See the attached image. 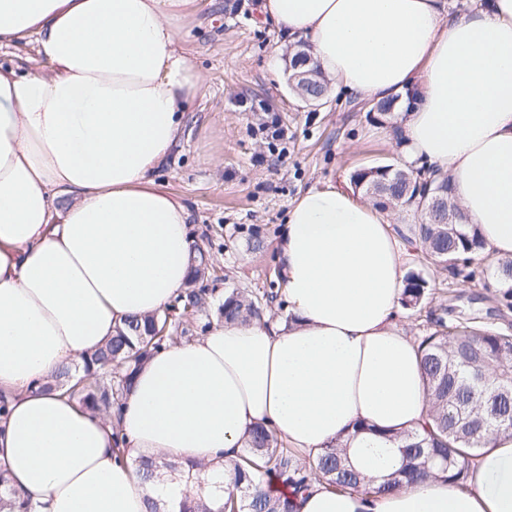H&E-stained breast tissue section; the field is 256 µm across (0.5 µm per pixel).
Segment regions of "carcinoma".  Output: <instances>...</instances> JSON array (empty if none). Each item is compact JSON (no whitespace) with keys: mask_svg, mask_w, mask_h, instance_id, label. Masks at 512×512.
<instances>
[{"mask_svg":"<svg viewBox=\"0 0 512 512\" xmlns=\"http://www.w3.org/2000/svg\"><path fill=\"white\" fill-rule=\"evenodd\" d=\"M354 185L377 201V206L419 214L411 228L422 258L440 267L450 279H463L474 286L489 288L481 261L485 260L484 244L473 224H438L429 208L425 192L418 191L419 182L429 189L448 185L428 170L389 169L373 166L351 175ZM198 268L184 289L160 313L140 320L124 321L112 340L84 363V375L75 379L67 368L58 378L67 379L70 399L102 414L121 405L130 387L132 374L151 355L167 346L189 338L194 325L183 320L188 312L204 311L209 306L210 288L200 283L206 268L203 249H198ZM492 277L505 306L512 305V259H499L492 264ZM428 295V282L416 271L405 276L402 307L422 309ZM284 308L279 289L270 283L269 290L258 298L252 292L231 288L219 305V317L229 321L250 322L267 316L272 307ZM172 314L166 335H157V324ZM418 354L431 403L429 422L423 433L398 441L385 433L379 437L397 444L400 465L391 479L372 486L373 479L353 469L341 443L328 446L320 457L317 470L321 478L340 489H363L383 494L404 482L423 480L440 474L450 484H461L467 478L469 460L475 450L488 444L492 434L512 430V335L487 328H476L468 322L447 325L436 319V328L418 343ZM178 470L175 462L143 461L139 465L143 480L153 479L159 471ZM311 472L294 451L278 440L272 431L259 425L244 443L239 460L224 474L223 512H295L288 494L272 495L264 485L277 479L287 488L307 485Z\"/></svg>","mask_w":512,"mask_h":512,"instance_id":"cac0c4a2","label":"carcinoma"}]
</instances>
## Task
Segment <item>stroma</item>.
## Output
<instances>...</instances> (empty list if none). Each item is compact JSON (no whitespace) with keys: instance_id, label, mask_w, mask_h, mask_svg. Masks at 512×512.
Returning a JSON list of instances; mask_svg holds the SVG:
<instances>
[{"instance_id":"stroma-1","label":"stroma","mask_w":512,"mask_h":512,"mask_svg":"<svg viewBox=\"0 0 512 512\" xmlns=\"http://www.w3.org/2000/svg\"><path fill=\"white\" fill-rule=\"evenodd\" d=\"M182 44L206 73L208 87L192 105L194 120L153 177L190 212L189 233L208 252L216 307L227 289L261 292L274 279L276 242L300 194L344 186L355 171L398 165L402 157L392 120L367 111L347 92L330 91L326 106L314 112L288 90L284 67L291 46L264 21L260 0H197ZM270 120L282 138L263 132ZM252 228L262 234L263 250L249 247ZM407 268L428 281L427 307L455 297L477 313L481 325L512 333V310L500 315L497 288L443 280L417 255ZM215 307L187 319L203 326L217 319Z\"/></svg>"}]
</instances>
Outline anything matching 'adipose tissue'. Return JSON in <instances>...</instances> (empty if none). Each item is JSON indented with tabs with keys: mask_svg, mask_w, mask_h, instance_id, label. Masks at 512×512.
<instances>
[{
	"mask_svg": "<svg viewBox=\"0 0 512 512\" xmlns=\"http://www.w3.org/2000/svg\"><path fill=\"white\" fill-rule=\"evenodd\" d=\"M197 0H0V48L36 45L38 76L0 64V465L33 512H176L224 505L222 478L250 430L272 427L309 465L336 439L383 481L395 454L358 434L421 431L430 405L417 346L396 322L410 254L379 208L311 188L276 245L284 313L214 322L135 373L99 415L53 389L130 316L185 287L190 213L153 170L206 88L181 30ZM306 38L336 87L403 111L406 165L448 177L486 254L512 258V0H262ZM200 466L201 483L136 463ZM296 512H512V431L465 482L406 483L372 497L311 479Z\"/></svg>",
	"mask_w": 512,
	"mask_h": 512,
	"instance_id": "ef3b65f1",
	"label": "adipose tissue"
}]
</instances>
